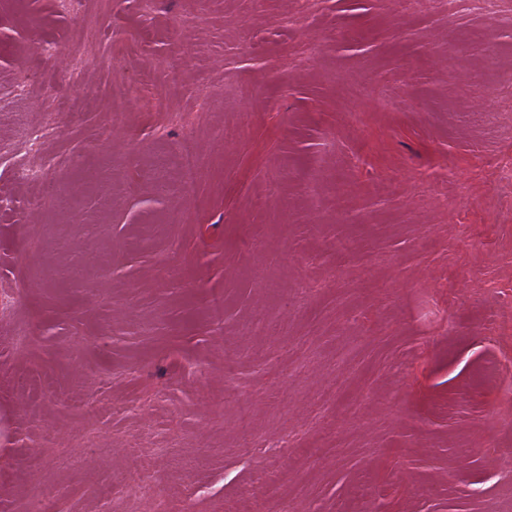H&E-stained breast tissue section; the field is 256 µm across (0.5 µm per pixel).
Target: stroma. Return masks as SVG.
Returning a JSON list of instances; mask_svg holds the SVG:
<instances>
[{
  "instance_id": "1",
  "label": "stroma",
  "mask_w": 512,
  "mask_h": 512,
  "mask_svg": "<svg viewBox=\"0 0 512 512\" xmlns=\"http://www.w3.org/2000/svg\"><path fill=\"white\" fill-rule=\"evenodd\" d=\"M153 2L0 0V512H512V0Z\"/></svg>"
}]
</instances>
